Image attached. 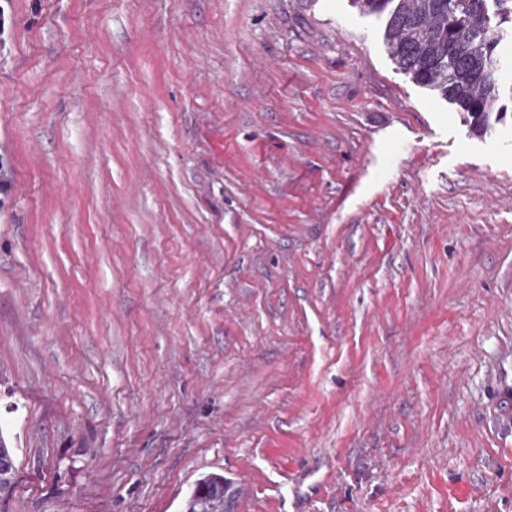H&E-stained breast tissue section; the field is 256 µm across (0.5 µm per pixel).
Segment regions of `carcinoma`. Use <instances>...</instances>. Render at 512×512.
I'll return each instance as SVG.
<instances>
[{"label":"carcinoma","instance_id":"1","mask_svg":"<svg viewBox=\"0 0 512 512\" xmlns=\"http://www.w3.org/2000/svg\"><path fill=\"white\" fill-rule=\"evenodd\" d=\"M386 15L384 40L397 70L435 91L483 134L506 116L500 105V33L512 27V0H353ZM14 449L0 430V498L15 487ZM230 485L221 475L195 484L182 512H230Z\"/></svg>","mask_w":512,"mask_h":512}]
</instances>
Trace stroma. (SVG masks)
Segmentation results:
<instances>
[{
  "mask_svg": "<svg viewBox=\"0 0 512 512\" xmlns=\"http://www.w3.org/2000/svg\"><path fill=\"white\" fill-rule=\"evenodd\" d=\"M11 4L0 512H512V101L350 0ZM16 465L14 449L8 446L0 429V498L9 496L15 487ZM230 485L221 475L199 479L187 495L182 512H230Z\"/></svg>",
  "mask_w": 512,
  "mask_h": 512,
  "instance_id": "obj_1",
  "label": "stroma"
}]
</instances>
